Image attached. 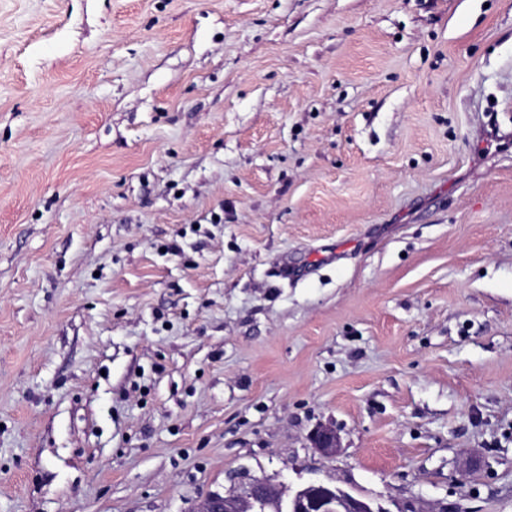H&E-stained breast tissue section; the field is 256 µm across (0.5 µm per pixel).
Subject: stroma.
<instances>
[{
  "label": "stroma",
  "instance_id": "stroma-1",
  "mask_svg": "<svg viewBox=\"0 0 512 512\" xmlns=\"http://www.w3.org/2000/svg\"><path fill=\"white\" fill-rule=\"evenodd\" d=\"M243 471L512 512V0H0V512ZM310 441L314 448H318L326 456L335 455L340 448L336 428L330 424H321L316 427L311 433Z\"/></svg>",
  "mask_w": 512,
  "mask_h": 512
}]
</instances>
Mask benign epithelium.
Segmentation results:
<instances>
[{"instance_id":"7a95c632","label":"benign epithelium","mask_w":512,"mask_h":512,"mask_svg":"<svg viewBox=\"0 0 512 512\" xmlns=\"http://www.w3.org/2000/svg\"><path fill=\"white\" fill-rule=\"evenodd\" d=\"M313 447L326 456L340 448L336 428L330 424L316 427L310 436ZM385 512L382 507L356 498L340 489L320 482H308L303 488L285 493L264 478L252 477L236 494L210 493L198 504L195 512Z\"/></svg>"}]
</instances>
